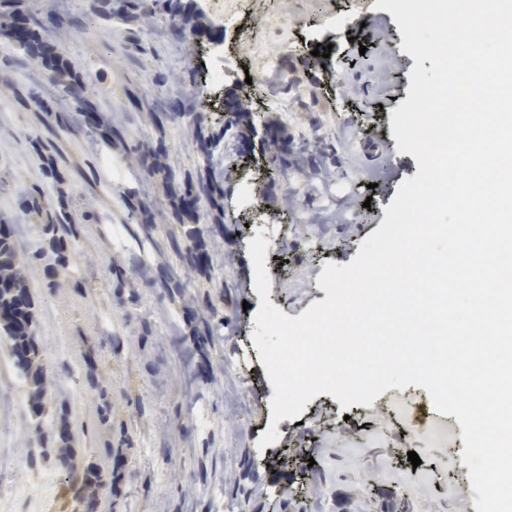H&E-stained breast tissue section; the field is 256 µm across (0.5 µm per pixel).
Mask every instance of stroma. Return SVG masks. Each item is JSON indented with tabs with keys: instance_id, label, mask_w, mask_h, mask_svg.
<instances>
[{
	"instance_id": "1",
	"label": "stroma",
	"mask_w": 512,
	"mask_h": 512,
	"mask_svg": "<svg viewBox=\"0 0 512 512\" xmlns=\"http://www.w3.org/2000/svg\"><path fill=\"white\" fill-rule=\"evenodd\" d=\"M375 3L212 0L198 17L202 36L182 40L164 19L129 24L85 0L84 27L63 39L49 23L40 38L120 127V137L94 145L74 133L82 113L59 111L51 69L20 46L0 60V129L13 134L0 152V221L13 226L16 265L36 304L44 375L41 418L30 414L35 388L25 380L16 406L0 415V454L23 461L0 472V486L17 493L8 512H74L87 466L112 487L96 512H455L458 498L474 502L462 428L435 411L425 388H390L347 408L322 393L299 418L275 423L274 389L252 339L260 297L248 243L258 230L271 234L269 300L300 316L326 297L325 264H349L418 172L392 127L415 60L393 15ZM227 14L237 19L231 48L250 79L220 87L203 59ZM319 44L331 48L322 69L311 64ZM271 56L280 65L269 72ZM247 97L248 118L228 111ZM168 98L183 100L187 116L154 111ZM201 127L220 135L206 156ZM281 136L300 154L285 173L271 161ZM365 141L383 143L388 162L361 156ZM149 148L161 168L154 175L143 167ZM203 168L224 189V211L200 206L209 256L201 272L179 258L193 226L171 214L165 178ZM245 182L255 191L248 211L237 199ZM138 202L164 215L151 232L130 211ZM62 211L73 229L63 268L41 230ZM412 407L448 431V443L404 435L398 421ZM62 421L71 473L50 488L42 472L57 466ZM271 427L278 441L260 445ZM37 446L43 458L25 463L26 448Z\"/></svg>"
}]
</instances>
